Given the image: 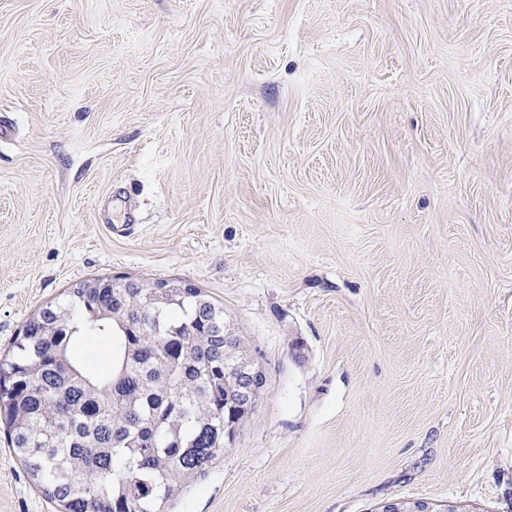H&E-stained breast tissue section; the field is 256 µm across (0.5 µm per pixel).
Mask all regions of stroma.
Returning <instances> with one entry per match:
<instances>
[{
  "label": "stroma",
  "mask_w": 512,
  "mask_h": 512,
  "mask_svg": "<svg viewBox=\"0 0 512 512\" xmlns=\"http://www.w3.org/2000/svg\"><path fill=\"white\" fill-rule=\"evenodd\" d=\"M0 127V354L179 279L265 373L171 512H512V0H0Z\"/></svg>",
  "instance_id": "obj_1"
}]
</instances>
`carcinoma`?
Wrapping results in <instances>:
<instances>
[{"label":"carcinoma","instance_id":"1","mask_svg":"<svg viewBox=\"0 0 512 512\" xmlns=\"http://www.w3.org/2000/svg\"><path fill=\"white\" fill-rule=\"evenodd\" d=\"M98 277L0 359L14 457L59 512H170L249 415L224 383V306L178 280Z\"/></svg>","mask_w":512,"mask_h":512}]
</instances>
